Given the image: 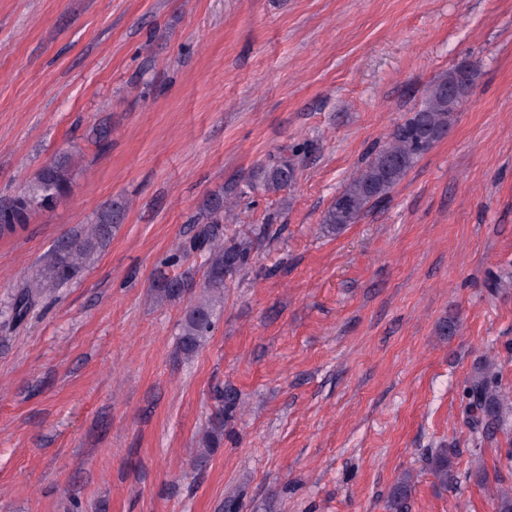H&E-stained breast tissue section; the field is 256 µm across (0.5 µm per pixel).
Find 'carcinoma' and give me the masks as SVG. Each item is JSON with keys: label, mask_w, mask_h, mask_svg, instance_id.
I'll use <instances>...</instances> for the list:
<instances>
[{"label": "carcinoma", "mask_w": 512, "mask_h": 512, "mask_svg": "<svg viewBox=\"0 0 512 512\" xmlns=\"http://www.w3.org/2000/svg\"><path fill=\"white\" fill-rule=\"evenodd\" d=\"M474 81V69L460 63L439 76L424 94L421 104L401 123L394 126L387 142L373 152L364 169L352 177L336 194L324 212L321 223L333 232H339L357 223L371 207L389 198L394 188L405 178L416 162L437 142V137L448 132L451 114L468 95ZM77 167L76 155L62 153L53 157L37 173L27 191L10 203L0 205V235L14 232L26 224L34 210L51 207L67 194ZM297 167L293 159L278 157L260 164L249 175L248 186L264 194H277L295 182ZM126 203L114 200L97 215L92 228L75 234L56 250L47 264L45 277L65 282L76 278L83 270L92 252L112 237V230L120 224ZM198 223L204 225L199 242L193 245L206 251L205 284L202 296L190 306L183 319L180 351L193 355L213 331V311L224 300L226 277L246 267L251 261V246L246 241L228 240L224 236V195L213 194L199 209ZM157 296L172 301L183 296L184 289L178 276L160 274L156 283ZM41 284L25 288L14 300L11 320H22L32 306ZM468 411L476 424L491 417L502 416L499 395L492 378L482 371L470 382ZM235 401L224 400L218 425L206 437L208 446L218 445L224 431V419L232 413ZM428 465L432 475L443 486L448 485L451 468L450 452L437 448L431 452ZM411 478L400 477L393 486L389 500L390 512H408Z\"/></svg>", "instance_id": "obj_1"}]
</instances>
